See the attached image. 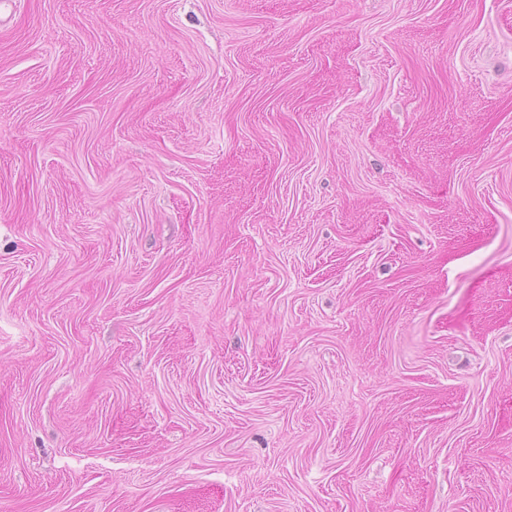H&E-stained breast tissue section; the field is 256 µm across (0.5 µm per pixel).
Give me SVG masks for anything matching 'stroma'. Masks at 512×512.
<instances>
[{"label":"stroma","mask_w":512,"mask_h":512,"mask_svg":"<svg viewBox=\"0 0 512 512\" xmlns=\"http://www.w3.org/2000/svg\"><path fill=\"white\" fill-rule=\"evenodd\" d=\"M0 512H512V0H0Z\"/></svg>","instance_id":"stroma-1"}]
</instances>
